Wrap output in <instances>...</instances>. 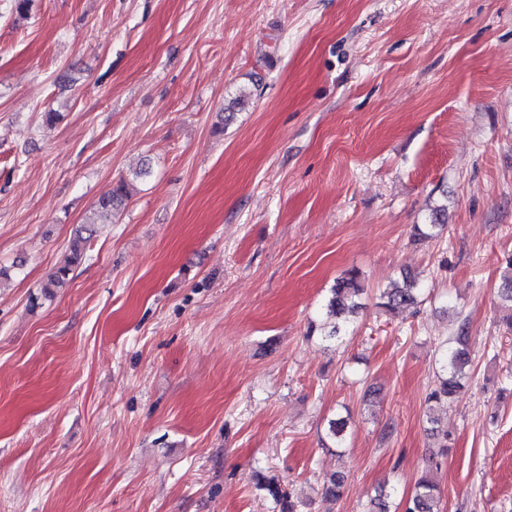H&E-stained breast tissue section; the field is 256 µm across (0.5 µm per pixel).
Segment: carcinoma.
<instances>
[{
	"label": "carcinoma",
	"instance_id": "cac0c4a2",
	"mask_svg": "<svg viewBox=\"0 0 512 512\" xmlns=\"http://www.w3.org/2000/svg\"><path fill=\"white\" fill-rule=\"evenodd\" d=\"M251 93L244 91L224 105V112L219 118L222 124L230 122L240 106H242ZM130 197L129 183L122 179L110 191L99 197L93 212L87 216L81 224L77 239L71 248V256L67 262L58 266L48 277L43 285L42 297L50 300L55 296L54 289L62 288L68 284L75 269L84 259V249L81 243L92 237L102 224L112 223L113 217L120 211ZM447 216V206L441 204L431 210L430 223L416 224L413 227V238L422 241L432 236V231ZM507 270L502 276L499 299L512 304V257L506 260ZM364 288L361 284L360 273L353 269L336 279L330 288L327 306L330 312L337 318L336 324L328 334V338L338 343L343 341L349 327V317L356 314L359 303L357 299ZM422 285L418 276L406 273L401 280L384 289L380 295L379 306L387 311H395L401 307L415 305L420 302ZM472 362L471 336L466 322H459L454 336L448 340V346L438 351L434 384L430 388L426 402L429 405H448L468 381L467 369ZM328 432L336 446L345 443L347 437L346 421L339 417L328 424ZM347 481V474L334 472L325 476L322 480V495L327 500H337L343 494ZM258 488L266 491L280 506V512H297L296 504L289 495L283 491L281 484L274 479H266L257 476ZM391 492L385 488L379 490L370 499L367 512H389V499ZM405 512H440V492L437 482L431 474L422 475L416 482L411 496L406 502Z\"/></svg>",
	"mask_w": 512,
	"mask_h": 512
}]
</instances>
